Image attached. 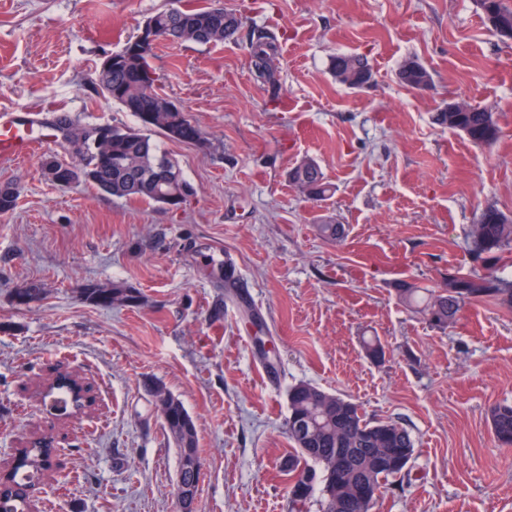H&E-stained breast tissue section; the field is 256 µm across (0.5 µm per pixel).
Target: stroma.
Here are the masks:
<instances>
[{"mask_svg":"<svg viewBox=\"0 0 512 512\" xmlns=\"http://www.w3.org/2000/svg\"><path fill=\"white\" fill-rule=\"evenodd\" d=\"M172 0H0V114L42 119L28 156H0V185L21 189L0 215V466L36 434L59 465L32 512H176L179 455L155 388L193 418L201 476L196 512H288V390L305 381L405 426L408 479H390L372 512H512V447L488 418L512 403V308L466 305L444 329L397 298L406 279L444 287L450 268L477 271L469 232L484 206L512 215V40L475 0H223L242 16L217 44L159 42L158 91L204 143L153 134L193 194L180 208L60 187L54 155H81L50 121L136 126L95 85L103 60ZM277 37L281 105L250 67L254 33ZM364 56L371 85L329 70ZM418 60L434 87L398 79ZM462 97L495 113L492 147L440 128ZM315 160L335 186L302 200L289 169ZM343 224L340 242L317 226ZM248 289L224 298V258ZM44 297L16 305L18 289ZM138 288L131 307L80 296L89 283ZM379 337L382 359L365 339ZM64 371L90 382L97 405L62 418L44 384ZM330 71L337 82L348 88H360V82L367 76V79L373 80V73L367 60L360 55L339 53L330 58ZM372 80L362 83V87H367Z\"/></svg>","mask_w":512,"mask_h":512,"instance_id":"stroma-1","label":"stroma"}]
</instances>
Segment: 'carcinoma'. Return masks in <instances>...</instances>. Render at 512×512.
<instances>
[{"instance_id": "1", "label": "carcinoma", "mask_w": 512, "mask_h": 512, "mask_svg": "<svg viewBox=\"0 0 512 512\" xmlns=\"http://www.w3.org/2000/svg\"><path fill=\"white\" fill-rule=\"evenodd\" d=\"M482 2L489 3L488 10L483 12L486 23L499 35L512 33V0ZM145 23L173 35V43L194 41L206 45L232 37L241 27L242 18L228 10L215 13L209 7L185 4L159 10ZM119 55L122 60L97 72L95 82L107 99L132 113L139 126L112 127V139L102 147L93 143L92 129L74 128L68 118H59L57 129L69 130L72 142L80 145L83 165L76 169L73 184H91L117 198L177 207L190 185L178 163L159 152L151 136L159 133L170 140L202 144L203 132L185 112L171 111L172 101L153 87V49H142L131 38ZM276 55L274 37L259 34L252 39V73L274 102L280 101ZM330 71L337 82L352 89L358 88L363 78H373L367 60L360 55L332 56ZM399 79L413 89L434 86L429 70L413 59L401 66ZM434 120L444 129L463 133L481 147L491 146L499 136L495 114L479 105L468 112H437ZM289 179L297 189L309 186L319 199L334 191L321 167L311 160L294 166ZM19 194L17 185L0 186V214L14 210ZM469 251L482 262L484 272L463 274L450 269L447 286L438 290L399 280L394 284L396 295L438 328L456 322L463 307L472 302L495 300L512 306V279L498 273L499 266L512 255V216L494 206L483 208L471 232ZM43 292L36 284L21 288L16 292V303L27 305ZM81 296L93 305L112 308L131 306L141 299L137 289L123 284H88L81 289ZM489 420L498 445L511 448L512 404L493 407ZM164 421L179 448L176 489L191 488L193 501L201 470L195 423L178 399L169 406ZM286 426L295 445V454L288 460L289 512H306L317 492L321 493V512H371L383 482L409 474L415 448L407 428L395 420H369L355 403L310 383L302 381L290 387ZM49 452L48 448L25 449L23 461L13 468L8 479L0 477L7 501L0 512H29L28 488L40 480V471L27 464V460Z\"/></svg>"}]
</instances>
